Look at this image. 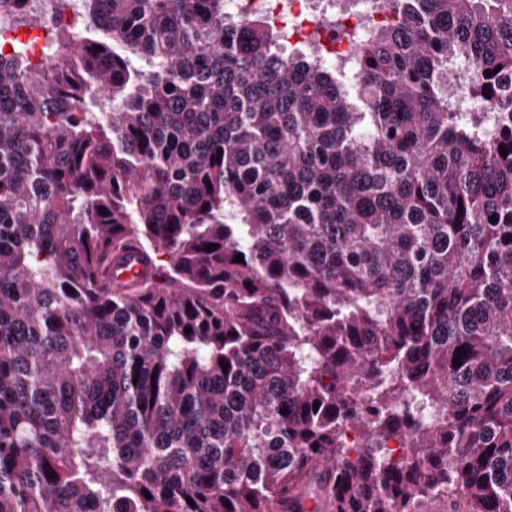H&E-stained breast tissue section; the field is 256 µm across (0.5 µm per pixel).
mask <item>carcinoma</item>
Returning a JSON list of instances; mask_svg holds the SVG:
<instances>
[{
    "label": "carcinoma",
    "instance_id": "cac0c4a2",
    "mask_svg": "<svg viewBox=\"0 0 512 512\" xmlns=\"http://www.w3.org/2000/svg\"><path fill=\"white\" fill-rule=\"evenodd\" d=\"M224 2L0 53V512H512V0ZM345 0H228L225 9L234 15L248 17L263 14L276 19L289 31L304 30L309 32L311 38L307 43L319 41L322 50L321 38L325 35V22L332 20L337 13L347 14L346 20L353 26L363 29L367 26L371 17L379 21L382 17L392 18L390 13L381 12L380 2L377 1L371 7L377 5V9L369 12L342 10Z\"/></svg>",
    "mask_w": 512,
    "mask_h": 512
}]
</instances>
